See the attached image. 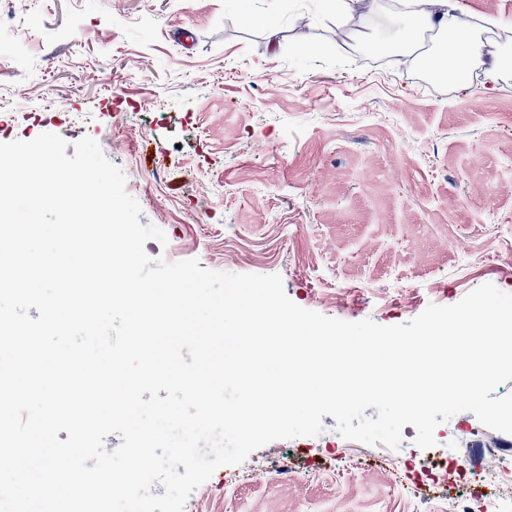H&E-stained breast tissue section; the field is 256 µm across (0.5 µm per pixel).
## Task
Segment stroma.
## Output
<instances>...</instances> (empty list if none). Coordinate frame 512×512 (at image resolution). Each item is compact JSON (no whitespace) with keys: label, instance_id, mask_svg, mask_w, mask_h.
Listing matches in <instances>:
<instances>
[{"label":"stroma","instance_id":"obj_1","mask_svg":"<svg viewBox=\"0 0 512 512\" xmlns=\"http://www.w3.org/2000/svg\"><path fill=\"white\" fill-rule=\"evenodd\" d=\"M392 2L366 47L415 37ZM9 16L28 24L0 44V142L50 132L71 157L95 139L136 175L140 223L167 237L146 242L151 257L277 274L302 308L384 326L485 283L512 293V75L424 86L340 47L326 0H0ZM243 249L253 262L225 265ZM322 423L293 476L274 474L289 456L276 440L218 468L184 512H451L462 495L411 494L434 465L413 438L389 454L395 478L358 466L366 444Z\"/></svg>","mask_w":512,"mask_h":512}]
</instances>
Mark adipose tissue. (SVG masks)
I'll return each instance as SVG.
<instances>
[{
    "label": "adipose tissue",
    "instance_id": "ef3b65f1",
    "mask_svg": "<svg viewBox=\"0 0 512 512\" xmlns=\"http://www.w3.org/2000/svg\"><path fill=\"white\" fill-rule=\"evenodd\" d=\"M411 3L406 16L413 26L435 29L443 36L442 44L420 61L431 75H453L480 58V37L461 23L458 0H411Z\"/></svg>",
    "mask_w": 512,
    "mask_h": 512
}]
</instances>
